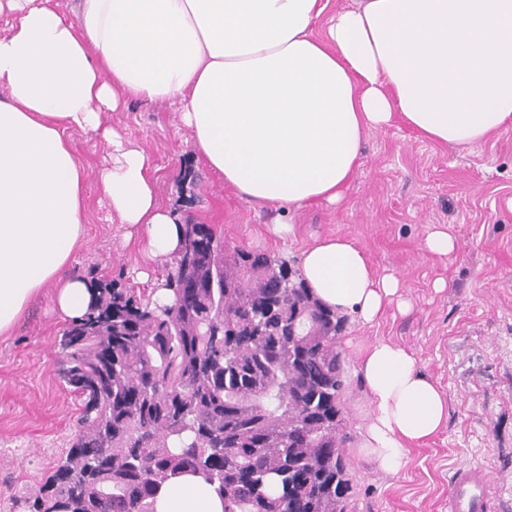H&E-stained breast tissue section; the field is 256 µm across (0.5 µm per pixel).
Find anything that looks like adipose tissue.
<instances>
[{"label":"adipose tissue","mask_w":512,"mask_h":512,"mask_svg":"<svg viewBox=\"0 0 512 512\" xmlns=\"http://www.w3.org/2000/svg\"><path fill=\"white\" fill-rule=\"evenodd\" d=\"M0 0V335L44 288L73 318L94 287L65 276L86 236L79 130L111 152L98 187L142 250L172 255L179 225L160 203L148 153L105 122L131 101L174 107L197 158L239 197L286 210L340 205L364 164L367 132L401 121L442 146L512 127V0ZM321 32H314L316 22ZM327 306L373 324L401 283L377 275L350 237L299 257ZM369 409L359 451L389 473L437 434L448 402L404 347L358 350ZM155 512H224L214 485L166 482Z\"/></svg>","instance_id":"1"}]
</instances>
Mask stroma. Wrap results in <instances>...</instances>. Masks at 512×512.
<instances>
[{
	"label": "stroma",
	"mask_w": 512,
	"mask_h": 512,
	"mask_svg": "<svg viewBox=\"0 0 512 512\" xmlns=\"http://www.w3.org/2000/svg\"><path fill=\"white\" fill-rule=\"evenodd\" d=\"M108 121L149 153L159 169L161 202L179 219L211 225L226 250L264 252L294 267L314 239L346 235L379 274L402 281L408 312L391 302L374 324L350 317L341 333L350 512H448V478L466 463L490 467L500 512H512V128L474 146L448 148L399 124L371 131L346 203L297 210L293 235L279 239L266 230L276 210L241 200L195 161L190 133L172 108L135 102ZM70 141L86 171L89 212L86 242L69 270L116 280L147 297L170 261L145 258L137 248L139 228L113 222L99 201L97 169L106 144L81 132ZM432 225L455 237L453 253L425 250ZM438 279L447 283L440 292L433 287ZM66 323L46 292L11 335L0 337V512H12L14 497L35 493L74 439L82 402L61 375ZM375 341L410 350L448 399L446 426L412 447L394 476L358 450L368 406L356 350Z\"/></svg>",
	"instance_id": "obj_1"
}]
</instances>
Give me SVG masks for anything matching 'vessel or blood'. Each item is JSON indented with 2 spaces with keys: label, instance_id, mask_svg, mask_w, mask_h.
Instances as JSON below:
<instances>
[{
  "label": "vessel or blood",
  "instance_id": "obj_1",
  "mask_svg": "<svg viewBox=\"0 0 512 512\" xmlns=\"http://www.w3.org/2000/svg\"><path fill=\"white\" fill-rule=\"evenodd\" d=\"M448 512H494L498 499L489 469L462 465L449 478Z\"/></svg>",
  "mask_w": 512,
  "mask_h": 512
}]
</instances>
